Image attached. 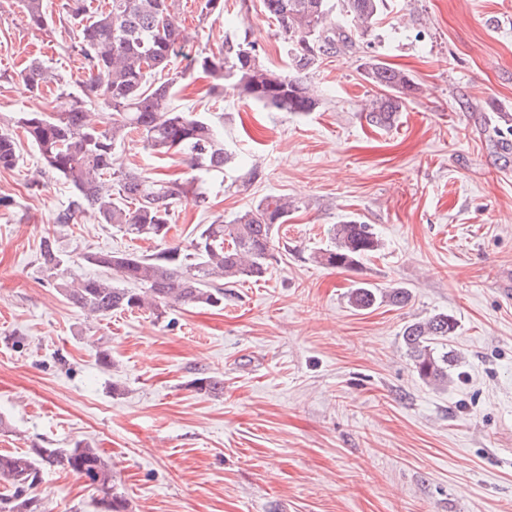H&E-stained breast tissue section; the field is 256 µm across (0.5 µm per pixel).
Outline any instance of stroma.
Here are the masks:
<instances>
[{
  "label": "stroma",
  "mask_w": 512,
  "mask_h": 512,
  "mask_svg": "<svg viewBox=\"0 0 512 512\" xmlns=\"http://www.w3.org/2000/svg\"><path fill=\"white\" fill-rule=\"evenodd\" d=\"M203 0H179L189 52L225 36L255 41L265 65L287 66L260 0H228L200 20ZM59 29L38 31L17 0L0 6V125L48 112L18 75L38 57L79 92L84 71ZM379 59L420 85L394 124L370 127L360 108L376 90L363 65ZM317 108L280 112L209 81L181 80L173 103L221 115L236 158L209 182L207 210L185 203L166 242L187 246L199 224L232 219L269 195L301 203L264 280L234 284L220 308L178 306L87 316L37 258L47 234L75 256L64 280L96 274L81 253L157 250L98 223L59 226L69 188L42 173L18 135L20 163L0 171V451L87 441L112 464L129 512H512V0H386L369 35L308 75ZM123 165L188 178L138 136ZM260 175L247 181L246 173ZM374 225L382 246L348 271L320 265L334 224ZM359 282L406 289L404 305L359 310ZM445 312L459 355L446 385L419 378L402 333ZM107 351L109 364L98 361ZM224 379L197 392L193 379ZM48 512H99L86 479L60 468L39 487Z\"/></svg>",
  "instance_id": "obj_1"
}]
</instances>
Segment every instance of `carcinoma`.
<instances>
[{"instance_id": "carcinoma-1", "label": "carcinoma", "mask_w": 512, "mask_h": 512, "mask_svg": "<svg viewBox=\"0 0 512 512\" xmlns=\"http://www.w3.org/2000/svg\"><path fill=\"white\" fill-rule=\"evenodd\" d=\"M178 0H65L59 20L76 29L71 51L86 70L80 94L60 91L53 112H18L11 124L37 147L44 171L65 180L71 194L54 223L73 224L88 211L99 222L132 240L166 239L174 209L190 202L207 208L204 180H224L232 158L224 145V127L172 105L177 78L158 81L182 56L187 69H200L212 78L208 95L219 100L224 91L283 112H312L317 102L307 75L326 58L351 51L371 30L385 0H262L263 12L274 20L283 37L289 70L266 66L253 42L224 40L219 53L183 51ZM28 24L38 30L54 24L43 0H18ZM32 92L54 79L44 62L31 59L20 72ZM363 78L378 93L361 105L368 125L388 128L414 96L418 84L409 74L372 59L364 63ZM97 100L112 112V125L90 122L86 103ZM136 133L144 148L159 156H177L193 173L181 181L126 170L117 162L116 147ZM19 164L15 137L0 128V169ZM299 209L286 196H269L238 212L228 222L216 218L202 224L189 246L164 247L151 254L135 251H96L81 259L111 270L129 287L102 276H89L59 288L77 308L100 317L115 312L145 310L159 320L175 305L219 307L224 286L264 278L275 259L281 225ZM381 246L372 225L344 220L332 230L331 245L319 250L315 262L332 268L353 269ZM71 261L55 236L43 237L39 265L52 273ZM404 305L409 294L393 288L383 295L368 283L355 287L350 303L368 309L383 298ZM457 329L456 319L436 313L408 324L403 330L417 374L433 384L448 383L454 361L437 349ZM192 386L208 395L224 392L217 376L196 378ZM67 469L90 482L103 512H128L127 500L112 492V468L99 449L79 441L71 448H39L0 453V512H46L38 493L43 472Z\"/></svg>"}]
</instances>
